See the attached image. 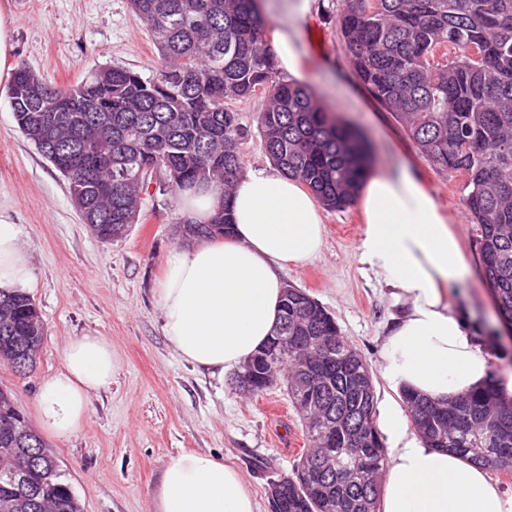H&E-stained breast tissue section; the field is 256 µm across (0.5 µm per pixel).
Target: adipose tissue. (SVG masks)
Returning <instances> with one entry per match:
<instances>
[{
    "label": "adipose tissue",
    "mask_w": 512,
    "mask_h": 512,
    "mask_svg": "<svg viewBox=\"0 0 512 512\" xmlns=\"http://www.w3.org/2000/svg\"><path fill=\"white\" fill-rule=\"evenodd\" d=\"M357 202L363 214L358 259L401 308L382 345L386 378L440 403L477 390L489 378L488 361L450 302L469 268L439 199L400 162L371 172ZM226 204L231 234L176 249L158 290L172 348L218 376L240 368L266 342L284 294L281 266L315 258L325 234L313 196L274 169L244 172L228 202L210 189L188 192L181 213L204 222ZM32 280L21 229L0 217V291L29 288ZM111 382V346L96 336L71 339L61 369L37 394L42 430L58 438L75 433L93 395ZM380 418L390 460L379 512H512V494L486 468L411 434L399 407L383 408ZM153 509L256 512V502L236 467L205 453H182L166 463Z\"/></svg>",
    "instance_id": "1"
}]
</instances>
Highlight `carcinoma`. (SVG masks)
<instances>
[{
    "instance_id": "carcinoma-1",
    "label": "carcinoma",
    "mask_w": 512,
    "mask_h": 512,
    "mask_svg": "<svg viewBox=\"0 0 512 512\" xmlns=\"http://www.w3.org/2000/svg\"><path fill=\"white\" fill-rule=\"evenodd\" d=\"M162 59L144 78L99 65L69 88L52 87L25 63L13 72L15 122L66 180L70 199L102 242L137 223L149 179H166L175 202L206 186L227 197L243 172L247 135L234 104L262 93L257 117L263 149L284 175L298 179L327 210L355 202L370 166L355 129L320 107L312 90L278 78L265 42L258 0H130ZM339 30L358 81L403 124L434 167L468 176L466 205L480 241L483 271L499 318L512 321V0H349ZM51 120H46V116ZM232 229L229 202L207 222L183 221L184 242ZM276 331L295 337L302 354L332 374L312 380L331 405L336 473L299 460L279 512H318L336 497L337 512H376L384 448L374 426L373 388L361 389L365 359L306 293L283 298ZM45 335L26 291L0 296V361L19 373L37 362ZM416 419L425 405L451 413L456 430L416 423L434 448L487 468L512 469V399L494 382L443 406L402 392ZM36 472L31 491L6 484V473ZM9 389L0 388V512H82Z\"/></svg>"
}]
</instances>
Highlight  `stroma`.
Segmentation results:
<instances>
[{"label": "stroma", "instance_id": "35a3bbf8", "mask_svg": "<svg viewBox=\"0 0 512 512\" xmlns=\"http://www.w3.org/2000/svg\"><path fill=\"white\" fill-rule=\"evenodd\" d=\"M347 0H314L300 21L303 85L335 115L366 136L374 164L411 162L440 199L461 240L471 276L450 299L484 346L491 373L512 372V338L491 328L495 308L483 275L477 233L466 206L467 178L432 167L395 115L386 111L350 69L337 19ZM13 20L15 62L50 85H76L97 65L130 68L150 77L160 68L152 35L128 0H0ZM264 95L236 103L248 132L245 168L267 169L257 131ZM140 219L128 235L103 243L83 224L62 176L19 132L0 83V215L18 224L31 257L29 290L45 336L36 366L16 375L0 365V386L12 389L30 424L43 381L62 366L65 344L97 336L112 347V383L95 394L81 429L46 438L83 512H153L164 466L183 452L213 455L236 466L253 490L258 512H270V480L292 474L310 446L284 388L259 396L236 389L232 372L216 377L184 363L167 341L157 290L166 261L179 246L181 212L163 178L152 177ZM326 234L310 263L286 265L281 278L306 292L335 320L369 364L377 402L400 401L383 377L382 344L397 307L381 280L358 260L362 224L357 206L325 212Z\"/></svg>", "mask_w": 512, "mask_h": 512}]
</instances>
